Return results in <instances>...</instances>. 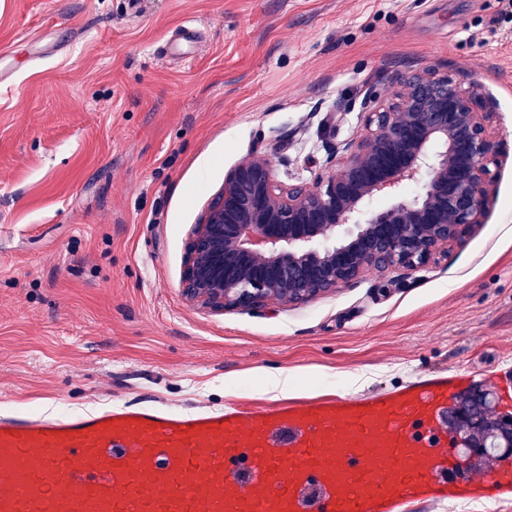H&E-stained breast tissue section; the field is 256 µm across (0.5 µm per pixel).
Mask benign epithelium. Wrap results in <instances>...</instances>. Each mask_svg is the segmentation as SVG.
Segmentation results:
<instances>
[{
  "instance_id": "obj_1",
  "label": "benign epithelium",
  "mask_w": 512,
  "mask_h": 512,
  "mask_svg": "<svg viewBox=\"0 0 512 512\" xmlns=\"http://www.w3.org/2000/svg\"><path fill=\"white\" fill-rule=\"evenodd\" d=\"M395 81L404 91L366 97L367 134L336 148L313 185L278 182L261 152L227 173L189 235V300L221 313L304 305L368 270H424L481 227L503 145L493 113L435 69ZM409 184L420 186L412 199ZM377 198L391 205L368 209Z\"/></svg>"
}]
</instances>
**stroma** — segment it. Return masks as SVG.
Instances as JSON below:
<instances>
[{
    "mask_svg": "<svg viewBox=\"0 0 512 512\" xmlns=\"http://www.w3.org/2000/svg\"><path fill=\"white\" fill-rule=\"evenodd\" d=\"M0 0V414L176 411L357 396L512 365V0ZM47 42L60 53L35 58ZM437 69L478 85L505 138L484 224L427 270L296 308L191 304L188 232L253 151L327 174L366 95Z\"/></svg>",
    "mask_w": 512,
    "mask_h": 512,
    "instance_id": "obj_1",
    "label": "stroma"
}]
</instances>
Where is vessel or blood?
I'll list each match as a JSON object with an SVG mask.
<instances>
[{"label":"vessel or blood","instance_id":"b4317fda","mask_svg":"<svg viewBox=\"0 0 512 512\" xmlns=\"http://www.w3.org/2000/svg\"><path fill=\"white\" fill-rule=\"evenodd\" d=\"M468 372L360 397L175 412L0 416V512H430L499 501L512 463L462 475L448 426Z\"/></svg>","mask_w":512,"mask_h":512}]
</instances>
